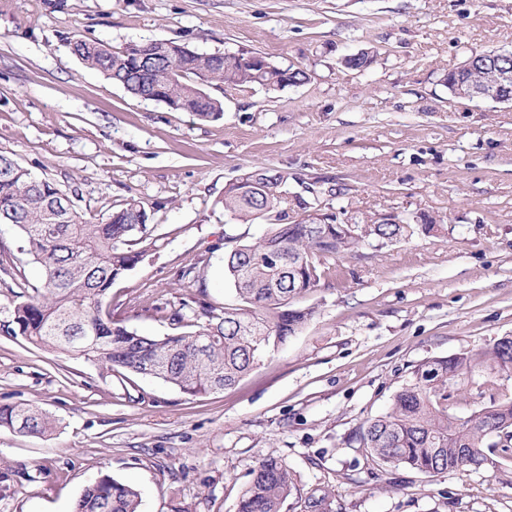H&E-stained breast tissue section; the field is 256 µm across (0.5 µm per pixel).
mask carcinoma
Listing matches in <instances>:
<instances>
[{"label": "carcinoma", "instance_id": "1", "mask_svg": "<svg viewBox=\"0 0 512 512\" xmlns=\"http://www.w3.org/2000/svg\"><path fill=\"white\" fill-rule=\"evenodd\" d=\"M72 53L136 97L153 96L202 120H217L223 103L201 86L232 84L280 88L307 80L301 69L275 62L252 69L222 53H201L173 41H155L114 51L102 41L71 37ZM146 55L153 71H137L135 55ZM283 176L272 180L257 169L242 174L224 190V210L243 221L265 219L271 230L254 243L232 249L224 275L242 305L217 308L204 300L179 306L156 304L153 310L177 328L164 336H147L112 319V285L142 253L155 246L144 202L130 199L106 222L85 221L70 203L56 210L63 193L49 178H39L13 156L0 152V224L19 235L21 251L43 271L36 295L13 309L12 333L28 343L65 355H79L106 373L120 370L153 377L189 396H203L234 386L270 350L285 343L311 318L312 311L294 301L320 281L316 258L343 256L360 238L391 240L401 224H361L360 236L344 224H296L281 195ZM482 370L512 374V337L500 339L480 354L460 353L429 359L415 367L412 379L392 399L383 415L363 423L359 444L386 466H403L421 474L463 468L497 469L512 460V400L477 403L467 417L448 408V384L468 380ZM56 421L36 406H0V428L24 435H45ZM504 435L501 453L491 451V435ZM296 491L293 475L277 459L261 460L239 500L238 512H281ZM139 493L111 475L101 474L80 495L74 512H139ZM307 512H332L327 494L310 495Z\"/></svg>", "mask_w": 512, "mask_h": 512}]
</instances>
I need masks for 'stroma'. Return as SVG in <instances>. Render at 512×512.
<instances>
[{
  "label": "stroma",
  "mask_w": 512,
  "mask_h": 512,
  "mask_svg": "<svg viewBox=\"0 0 512 512\" xmlns=\"http://www.w3.org/2000/svg\"><path fill=\"white\" fill-rule=\"evenodd\" d=\"M120 51L168 40L262 54L305 83L210 87L202 120L129 94L72 53L73 33ZM512 49V0H0V151L75 192L85 220L143 201L156 241L112 287V316L170 333L151 313L205 294L238 305L224 257L267 224L225 211L246 171L325 212L393 214L410 231L319 262L297 300L313 316L233 387L190 397L103 373L11 332L41 272L0 224V405L33 403L45 436L0 429V512H73L107 473L139 512H237L249 473L277 458L297 480L282 512L324 491L333 512H512V465L419 474L372 460L358 434L416 365L512 336V103L452 97L444 76L472 53ZM371 51L364 70L342 57ZM437 219L427 236L415 219ZM202 262L198 278H182Z\"/></svg>",
  "instance_id": "obj_1"
}]
</instances>
